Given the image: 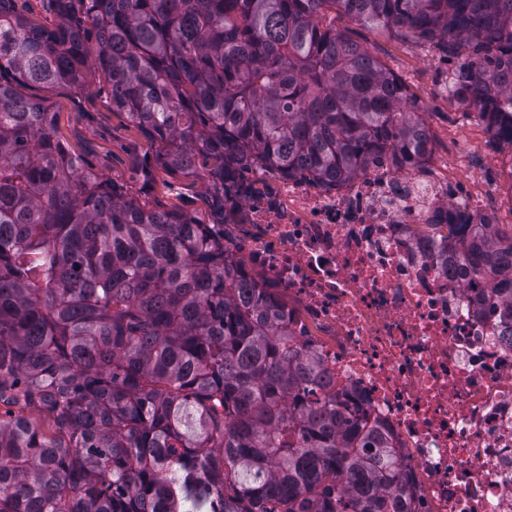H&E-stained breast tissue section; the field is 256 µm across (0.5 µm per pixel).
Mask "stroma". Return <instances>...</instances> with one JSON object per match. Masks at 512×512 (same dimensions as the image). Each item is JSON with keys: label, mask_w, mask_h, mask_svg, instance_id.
<instances>
[{"label": "stroma", "mask_w": 512, "mask_h": 512, "mask_svg": "<svg viewBox=\"0 0 512 512\" xmlns=\"http://www.w3.org/2000/svg\"><path fill=\"white\" fill-rule=\"evenodd\" d=\"M322 24L369 51L417 101L433 145L419 175L460 184L478 209L493 213L502 227L512 226V194L506 189L512 180V146L494 139L476 109L449 94L445 79L455 59L431 43L359 25L337 11H325ZM39 94L57 112L63 137L101 175L125 185L142 205L176 209L208 222L202 182L161 170L149 189L132 180L131 158L125 150L132 134L124 119L113 113L108 88L97 72L87 73L82 90L43 88Z\"/></svg>", "instance_id": "obj_1"}]
</instances>
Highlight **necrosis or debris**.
Instances as JSON below:
<instances>
[{"label": "necrosis or debris", "mask_w": 512, "mask_h": 512, "mask_svg": "<svg viewBox=\"0 0 512 512\" xmlns=\"http://www.w3.org/2000/svg\"><path fill=\"white\" fill-rule=\"evenodd\" d=\"M226 256L385 439L412 512H512V316L447 264L448 185L384 157L329 186L261 169Z\"/></svg>", "instance_id": "necrosis-or-debris-1"}]
</instances>
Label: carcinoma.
Wrapping results in <instances>:
<instances>
[{"label":"carcinoma","mask_w":512,"mask_h":512,"mask_svg":"<svg viewBox=\"0 0 512 512\" xmlns=\"http://www.w3.org/2000/svg\"><path fill=\"white\" fill-rule=\"evenodd\" d=\"M14 2L0 0V512H411L377 427L224 262V209L248 166L331 184L431 154L404 83L321 27L327 9L461 58L449 92L512 146V0H50L53 26ZM89 64L150 143L131 179L203 180L210 223L128 197L24 92L79 90ZM458 229L463 283L512 311V227Z\"/></svg>","instance_id":"obj_1"}]
</instances>
